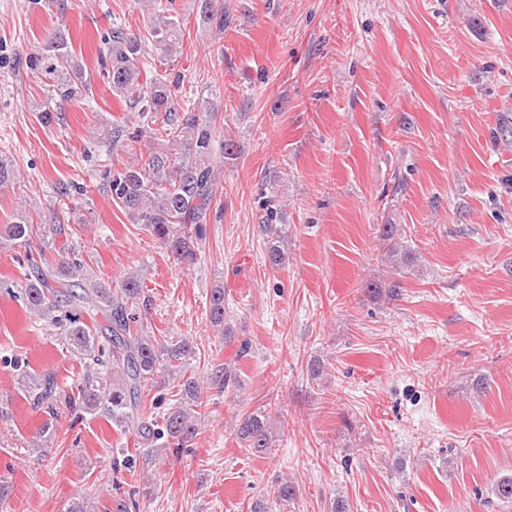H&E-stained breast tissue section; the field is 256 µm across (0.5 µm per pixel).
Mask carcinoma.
<instances>
[{
	"label": "carcinoma",
	"mask_w": 512,
	"mask_h": 512,
	"mask_svg": "<svg viewBox=\"0 0 512 512\" xmlns=\"http://www.w3.org/2000/svg\"><path fill=\"white\" fill-rule=\"evenodd\" d=\"M217 2L198 0L195 19L199 26L222 34L224 9L217 8ZM180 33V22L174 20L153 31L169 54ZM139 52L140 40L121 27L112 29L99 50V63L107 70L112 91L129 101L139 118L133 128L112 125V146L137 143L147 133L153 139L142 164L106 171V183L118 208L134 223L143 225L177 263L190 267L197 261L204 226L224 190L215 155L233 156L237 146L224 134V118L210 101L178 106L165 76L152 71L149 80L141 81ZM26 65L50 81L48 98L88 97V81L70 50L65 30L59 28L50 34L41 50L27 55ZM63 212L62 206L53 214L54 223L41 224L24 211L0 230L6 240L25 246L19 262L27 269L20 284L26 310L42 320L84 365L70 387L60 386L51 373L26 386L28 404L45 415L41 434L51 441L54 421L64 408L77 420L88 414L121 432L135 431L146 462L160 448L178 456L193 447L199 435V409L207 399L205 390L213 387L224 391L235 383L237 372L218 365L202 384L189 372L197 356L192 340L180 337L160 342L145 335L141 315L150 306V298L143 284L134 276L113 283L96 275L82 252L69 244L73 229L61 223L59 214ZM276 212L274 201H268L261 224L265 261L273 269L286 263L285 236L274 224ZM379 233L391 263L400 255L403 263L413 262L410 253H401L395 241V225L384 224ZM226 315L224 288L218 286L210 291L209 321L222 327ZM160 373L176 374L182 383L176 403L157 414L147 408L144 389ZM270 420L265 408L251 412L241 418L236 439L254 454L268 453L272 446ZM294 495V487L281 482L272 495H262L251 512H270L268 504L283 506Z\"/></svg>",
	"instance_id": "cac0c4a2"
}]
</instances>
